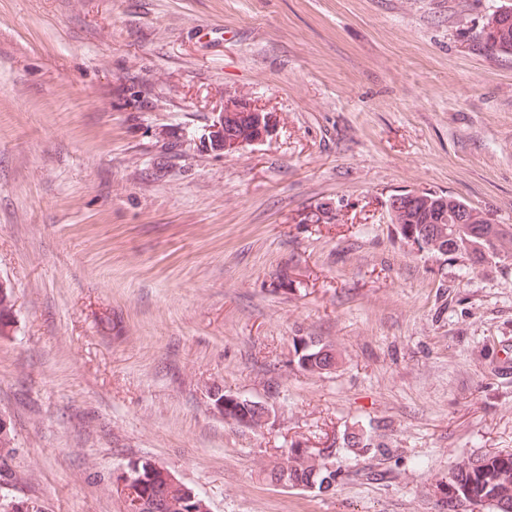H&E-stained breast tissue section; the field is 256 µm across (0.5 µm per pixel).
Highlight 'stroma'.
Listing matches in <instances>:
<instances>
[{"mask_svg":"<svg viewBox=\"0 0 512 512\" xmlns=\"http://www.w3.org/2000/svg\"><path fill=\"white\" fill-rule=\"evenodd\" d=\"M501 2L0 0L16 494L123 512L110 477L146 457L210 512H442L450 468L512 450V256L439 261L389 215L431 190L512 226V55L480 39ZM228 95L273 136L204 141ZM302 336L338 368L299 369ZM291 447L331 450L329 493L266 480ZM316 340L317 345L311 349V351L308 352V358L316 357L317 355H320L319 358H315L314 361L311 362L310 368H305L303 364L300 362V358H297V365L298 367L310 374H321L320 372L324 373L327 371L332 370L335 367L334 363H328L324 364L322 363L320 365V372L318 371L319 363L324 361L333 360L336 364L338 361L336 350L329 344L323 343L322 340L318 339L317 337L314 338ZM215 395H220V397L217 399V401H220L224 397L216 405L221 411H224L225 421L234 423L238 426L246 425V426H242V427L255 429V430L262 429L268 424L267 419L265 418L264 413L261 411V409H254L251 411V413H250L251 424L250 425H247V424H249V416L248 415L245 417H240V421L238 418L239 413H240L238 410H240L241 407H243V406H245V408H262L267 412V414L269 415V418H270V411H269L268 407H266L265 405L257 403L255 401H252L250 399L244 398L237 394L230 393V394H227L224 396V391L220 390L219 388H217L215 390ZM227 404H231L232 406H235L236 404H238L239 405L238 410H237V407H232ZM225 405H227V406H225ZM224 406H225V408H224ZM240 424H242V425H240Z\"/></svg>","mask_w":512,"mask_h":512,"instance_id":"1","label":"stroma"}]
</instances>
